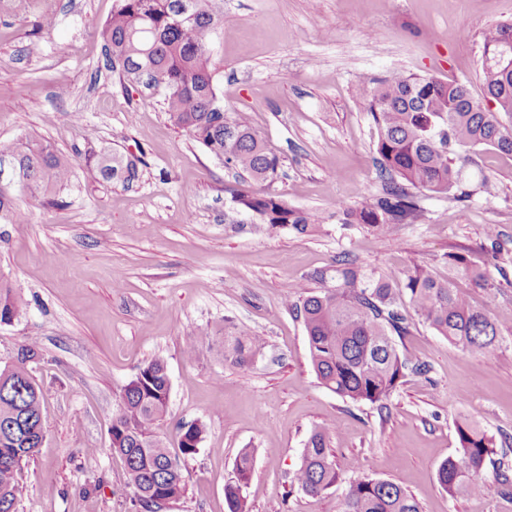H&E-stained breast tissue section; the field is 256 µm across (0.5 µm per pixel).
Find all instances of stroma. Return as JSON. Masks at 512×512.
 <instances>
[{
  "label": "stroma",
  "mask_w": 512,
  "mask_h": 512,
  "mask_svg": "<svg viewBox=\"0 0 512 512\" xmlns=\"http://www.w3.org/2000/svg\"><path fill=\"white\" fill-rule=\"evenodd\" d=\"M115 5L0 0V140L35 135L75 161L65 206L26 199L25 223L0 224V274L27 304L21 322L0 326V368L37 345L33 375L48 393L18 512H136L109 428L122 387L157 357L170 378L169 448L180 424L207 428L180 460L186 490L169 512H225L224 485L245 448L257 451L251 512H339L346 484L311 497L290 482L311 430L330 421L343 471L402 483L423 512H512L511 494L452 499L437 481L458 451L460 419L512 440V157L469 150L461 186L470 200L421 196L422 220L389 235L336 221L337 203L362 207L383 186L359 82L393 71L456 80L495 110L482 36L512 21V0H224V110L248 113L280 157L276 188L288 203L324 216L309 235L255 232L251 216L231 209L234 172L169 121L162 96L99 68V32ZM42 12L52 29L36 27ZM104 149L139 159L138 180L91 181L84 160ZM451 252L494 289L449 275ZM344 254L395 285L417 264L451 278L499 318L500 349L469 355L418 323L396 344L432 371L399 386L387 414L337 396L313 371L304 325L284 298L295 283L317 289L311 273ZM228 319L266 340L249 367L224 361ZM197 331L210 341L185 357Z\"/></svg>",
  "instance_id": "1"
}]
</instances>
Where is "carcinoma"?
<instances>
[{"label":"carcinoma","mask_w":512,"mask_h":512,"mask_svg":"<svg viewBox=\"0 0 512 512\" xmlns=\"http://www.w3.org/2000/svg\"><path fill=\"white\" fill-rule=\"evenodd\" d=\"M224 22V0H117L102 27L106 43L104 67L126 80L159 90L169 120L205 147L225 166L264 185L261 190L229 188L232 208L258 219L260 228L289 227L310 232L322 217L288 204L273 189L281 161L242 112H224L213 36ZM512 59V23L483 34L482 71L487 94L498 111L487 112L473 100L467 86L435 77L390 73L374 86L359 84L377 129L381 193L358 209L336 208L340 224H361L379 236L394 224H414L422 210L410 189L450 194L466 202L470 193L460 186L457 162L471 148L486 146L512 156V128L500 114L512 115V70L499 63ZM0 158L11 159L17 182L0 181V224H22L25 197H44L60 205L59 193L71 183L74 160L34 138L0 144ZM91 179L124 186L139 177L135 161L103 150L87 164ZM448 269L470 275L480 287L495 284L470 270L464 256L447 255ZM312 278L332 287L310 291L294 285L285 301L304 323L312 367L321 383L339 397L388 409L394 391L410 375L426 376L429 364L412 361L396 347L393 337L407 336L419 320L471 355H483L499 344V320L473 307L454 287L424 265H415L403 286L395 287L366 271L347 255L336 259L333 273L317 270ZM25 302L0 276V325L20 321ZM264 346L248 327L224 326V363L245 367ZM39 356L34 345L21 347L16 362L0 370V512H17L25 487L23 468L33 459L41 440L39 420L46 390L30 374L27 363ZM169 376L163 359L141 366L123 386L112 408L110 451L126 467L127 487L140 512H157L159 502H171L185 491L181 465L165 445L161 422L167 415ZM336 424L314 427L303 448L302 462L292 482L305 494L318 496L342 480L330 443ZM459 455L441 463L440 487L448 497L512 491V448L498 451L493 438L477 425L457 424ZM205 433L201 423L179 428V451L196 452ZM255 449L242 451L235 477L224 486L227 512H250L246 488ZM496 465V480L486 477V465ZM341 512H422L418 501L397 482L362 474L348 479Z\"/></svg>","instance_id":"1"}]
</instances>
